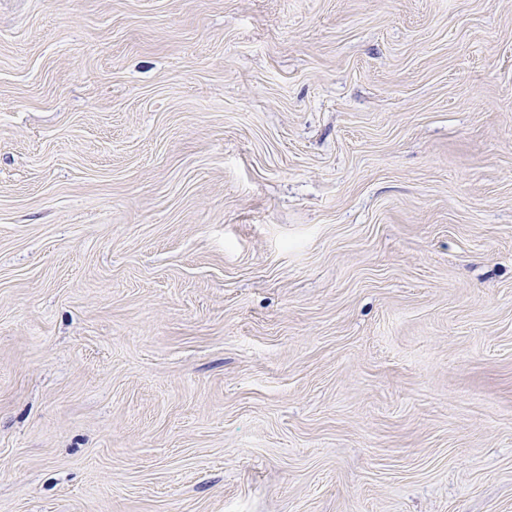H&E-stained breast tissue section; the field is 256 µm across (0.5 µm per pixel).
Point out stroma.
Instances as JSON below:
<instances>
[{
	"mask_svg": "<svg viewBox=\"0 0 512 512\" xmlns=\"http://www.w3.org/2000/svg\"><path fill=\"white\" fill-rule=\"evenodd\" d=\"M0 512H512V0H0Z\"/></svg>",
	"mask_w": 512,
	"mask_h": 512,
	"instance_id": "stroma-1",
	"label": "stroma"
}]
</instances>
